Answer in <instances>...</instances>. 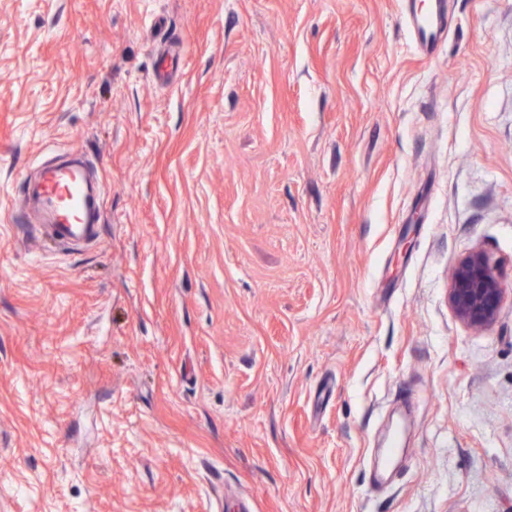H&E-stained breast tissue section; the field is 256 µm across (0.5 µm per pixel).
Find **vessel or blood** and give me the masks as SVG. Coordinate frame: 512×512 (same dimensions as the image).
<instances>
[{
    "label": "vessel or blood",
    "instance_id": "b4317fda",
    "mask_svg": "<svg viewBox=\"0 0 512 512\" xmlns=\"http://www.w3.org/2000/svg\"><path fill=\"white\" fill-rule=\"evenodd\" d=\"M414 42L420 53L431 57L446 41L448 0H432L419 12L415 0H403ZM36 202L30 219L49 224L54 238L72 243L94 238L98 222L97 195L88 189L84 168L64 160L44 166L33 188Z\"/></svg>",
    "mask_w": 512,
    "mask_h": 512
}]
</instances>
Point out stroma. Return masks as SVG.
Returning <instances> with one entry per match:
<instances>
[{"label": "stroma", "instance_id": "stroma-1", "mask_svg": "<svg viewBox=\"0 0 512 512\" xmlns=\"http://www.w3.org/2000/svg\"><path fill=\"white\" fill-rule=\"evenodd\" d=\"M449 25L0 0V512H512V0ZM71 152L99 237L43 244ZM431 1V5L424 13L418 11L415 0H403L402 2L415 45L426 57L436 55L449 35L448 1ZM504 291L496 262L477 249L469 252L452 270L448 303L461 322L481 328L496 318Z\"/></svg>", "mask_w": 512, "mask_h": 512}]
</instances>
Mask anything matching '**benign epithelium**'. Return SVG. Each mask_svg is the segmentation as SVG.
Here are the masks:
<instances>
[{"label": "benign epithelium", "instance_id": "obj_1", "mask_svg": "<svg viewBox=\"0 0 512 512\" xmlns=\"http://www.w3.org/2000/svg\"><path fill=\"white\" fill-rule=\"evenodd\" d=\"M504 291L496 262L477 249L469 252L452 270L448 303L461 322L481 328L496 318Z\"/></svg>", "mask_w": 512, "mask_h": 512}]
</instances>
